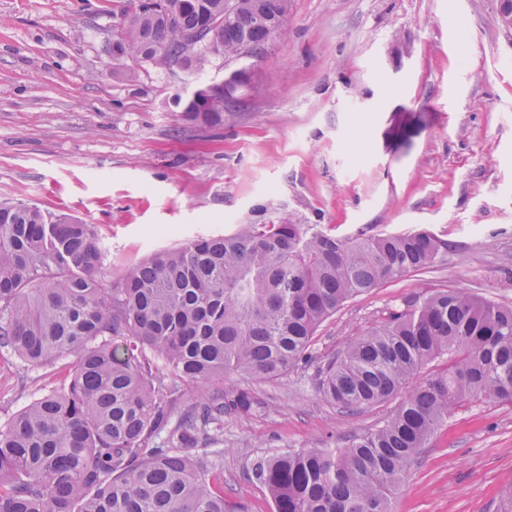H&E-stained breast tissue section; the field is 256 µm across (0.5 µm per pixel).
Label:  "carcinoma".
Returning a JSON list of instances; mask_svg holds the SVG:
<instances>
[{
	"mask_svg": "<svg viewBox=\"0 0 512 512\" xmlns=\"http://www.w3.org/2000/svg\"><path fill=\"white\" fill-rule=\"evenodd\" d=\"M121 0L108 51L160 70H192L189 37L228 61L285 31L289 0ZM196 124L224 100L183 103ZM448 243L427 231L341 240L302 224H242L153 253L102 284L96 226L0 202V348L23 366L72 358L66 380L0 426V512H233L194 456L251 415L253 383L310 361L319 326L351 298L433 266ZM450 365L412 388L381 427L340 448L257 462L274 512H390L408 466L455 406L512 403V307L444 289L351 339L321 367L318 392L347 413L382 403L428 362ZM244 381L224 399V374ZM207 388L191 400L187 390ZM178 419H173L176 411Z\"/></svg>",
	"mask_w": 512,
	"mask_h": 512,
	"instance_id": "obj_1",
	"label": "carcinoma"
}]
</instances>
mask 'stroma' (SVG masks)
I'll return each instance as SVG.
<instances>
[{
	"label": "stroma",
	"instance_id": "stroma-1",
	"mask_svg": "<svg viewBox=\"0 0 512 512\" xmlns=\"http://www.w3.org/2000/svg\"><path fill=\"white\" fill-rule=\"evenodd\" d=\"M119 0H0V200L95 225L104 285L163 248L242 224H305L336 238L425 229L434 266L348 300L314 362L258 383L247 418L198 458L239 512H273L262 456L344 443L401 397L347 414L317 391L321 360L405 302L456 288L512 306V34L501 0H291L287 33L256 58L223 123L184 120L179 97L224 77L113 59ZM65 371L0 350V424ZM512 497V405L469 398L394 494L395 512H499Z\"/></svg>",
	"mask_w": 512,
	"mask_h": 512
}]
</instances>
